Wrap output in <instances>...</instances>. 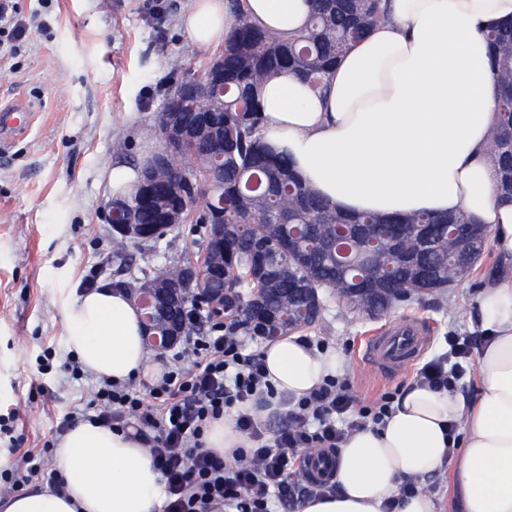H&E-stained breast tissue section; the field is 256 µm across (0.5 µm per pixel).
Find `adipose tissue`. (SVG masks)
I'll use <instances>...</instances> for the list:
<instances>
[{
    "mask_svg": "<svg viewBox=\"0 0 512 512\" xmlns=\"http://www.w3.org/2000/svg\"><path fill=\"white\" fill-rule=\"evenodd\" d=\"M390 19L347 52L314 94L283 73L259 92L266 142L317 196L345 213L463 211L486 228L499 270L478 301L489 343L477 360L479 397L412 383L385 426L345 440L338 493L301 512H383L407 480L449 465L462 512H512V204L496 194L486 146L499 92L484 31L512 20V0H389ZM312 0H196L183 22L197 44L223 42L238 17L270 32L301 31ZM66 345L84 368L125 381L148 375L141 313L128 294L100 284L65 311ZM269 383L289 400L331 370L301 336L263 351ZM65 496L23 491L0 512H157L161 477L143 445L88 422L59 442Z\"/></svg>",
    "mask_w": 512,
    "mask_h": 512,
    "instance_id": "ef3b65f1",
    "label": "adipose tissue"
}]
</instances>
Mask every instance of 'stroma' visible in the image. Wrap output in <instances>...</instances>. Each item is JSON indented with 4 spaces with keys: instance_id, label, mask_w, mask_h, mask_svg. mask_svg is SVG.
I'll list each match as a JSON object with an SVG mask.
<instances>
[{
    "instance_id": "stroma-1",
    "label": "stroma",
    "mask_w": 512,
    "mask_h": 512,
    "mask_svg": "<svg viewBox=\"0 0 512 512\" xmlns=\"http://www.w3.org/2000/svg\"><path fill=\"white\" fill-rule=\"evenodd\" d=\"M29 26L16 52L0 54V106L22 102L33 125L0 154V409H18L22 449L41 448L58 414L85 407L94 374L65 375L41 389L37 372L46 350L63 360L66 307L85 288L114 279L113 197L109 173L138 167L147 146H158L152 115L171 80L200 73L216 49L186 36V0H19ZM198 233L182 227L157 243L129 250L135 275L165 254H201ZM481 277L445 293L411 298L371 318L331 301L322 321L306 329L327 342L333 372L360 401L396 393L415 368L381 379L360 361L373 330L401 319L424 323L431 336L425 359L449 355L451 336H477L474 308ZM466 306L458 314L457 306Z\"/></svg>"
}]
</instances>
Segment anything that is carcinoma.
<instances>
[{"label":"carcinoma","mask_w":512,"mask_h":512,"mask_svg":"<svg viewBox=\"0 0 512 512\" xmlns=\"http://www.w3.org/2000/svg\"><path fill=\"white\" fill-rule=\"evenodd\" d=\"M309 25L288 39L238 18L224 37L202 74L184 75L171 86L168 100L174 112L161 108L153 117L161 132L176 116L194 129L205 120V132L194 134L164 157L163 168L153 174L147 186L126 199L147 236L142 243H156L179 223L193 224L205 243L202 262L218 269L216 287L224 288V319L232 332L256 335L254 321L242 309L269 288L266 305L282 316L293 317L279 335L293 334L316 325L327 310V299L347 298L358 284L373 279L379 291L369 302L383 315L396 305V298L434 293L443 288L465 285L485 255L487 241L475 248L467 265L448 255V238L455 224H468L463 212L445 216L409 213L401 216L345 214L323 202L294 174L287 158L278 155L263 139L256 115L261 111L258 88L284 70L313 86L322 83L338 60L362 41L385 16V0H313ZM494 55L493 71L499 95L492 112L494 125L487 150L497 171V193L504 203L512 202V155L504 143L512 138V22L485 35ZM224 70V92L197 96L192 89L208 81L214 65ZM192 175L194 195L185 200L178 183ZM224 225L223 245L214 242L204 215ZM248 225L245 232L237 228ZM296 224L302 233L303 250L310 251L304 265L288 263L281 256L279 241L288 240L282 225ZM384 224H428L436 248L422 260L424 282H419L404 257L416 252L418 241L412 231L393 238ZM112 262L116 270L129 275L112 282V287L139 288L144 283L177 282L185 269L196 264L190 257L164 255L151 275L143 278L131 272L128 248L132 242L112 227ZM349 250V264L336 263L337 250ZM380 254L387 271L372 269V256ZM310 279L322 299L320 310L302 315L305 295L290 291L294 281Z\"/></svg>","instance_id":"obj_1"}]
</instances>
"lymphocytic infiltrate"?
<instances>
[{
    "mask_svg": "<svg viewBox=\"0 0 512 512\" xmlns=\"http://www.w3.org/2000/svg\"><path fill=\"white\" fill-rule=\"evenodd\" d=\"M450 342L459 365L429 361L418 370L417 382L436 390L457 387L471 339L454 336ZM178 360L179 367L137 385L100 379L88 406L63 412L55 426L59 436L82 421L133 430L162 477V512H222L232 504L238 512L300 506L306 497L334 489L327 481L304 483L306 450H336L351 433L383 424L392 411L393 395L366 406L346 383L330 377L282 412L280 425L271 429L255 413L274 406L276 393L260 354L247 351L238 337L210 325ZM227 415L249 444L224 455L207 448L206 435ZM54 446L46 441L0 471V490L15 492L36 479L63 491L51 465Z\"/></svg>",
    "mask_w": 512,
    "mask_h": 512,
    "instance_id": "lymphocytic-infiltrate-1",
    "label": "lymphocytic infiltrate"
}]
</instances>
